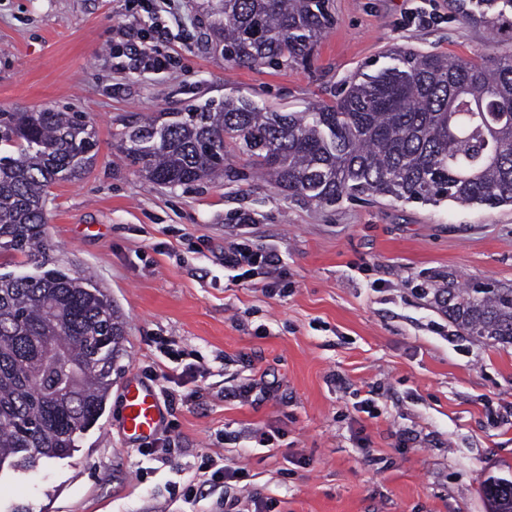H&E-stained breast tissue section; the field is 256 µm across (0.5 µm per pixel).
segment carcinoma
Instances as JSON below:
<instances>
[{
	"mask_svg": "<svg viewBox=\"0 0 512 512\" xmlns=\"http://www.w3.org/2000/svg\"><path fill=\"white\" fill-rule=\"evenodd\" d=\"M224 61L288 67L310 61L332 25L330 0H206ZM512 14V0H474L464 17ZM394 64L348 82L305 112L221 105L161 112L120 133L130 165L176 188L224 177L228 144L289 197L333 205L382 196L512 205V55L492 64L401 49ZM97 155L75 112L0 111V252L39 273H0V471L70 457L103 416L123 354L124 320L107 289L52 259L45 238L50 188L81 177ZM448 320L479 343L512 346V288L433 289ZM77 368L55 389L58 361ZM490 512H512V480L491 478Z\"/></svg>",
	"mask_w": 512,
	"mask_h": 512,
	"instance_id": "obj_1",
	"label": "carcinoma"
}]
</instances>
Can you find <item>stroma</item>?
<instances>
[{
    "instance_id": "1",
    "label": "stroma",
    "mask_w": 512,
    "mask_h": 512,
    "mask_svg": "<svg viewBox=\"0 0 512 512\" xmlns=\"http://www.w3.org/2000/svg\"><path fill=\"white\" fill-rule=\"evenodd\" d=\"M201 2L174 0L156 46L172 68L157 74L117 68L112 46L148 32L164 0H0V110L77 112L99 142L82 179L51 189V255L91 272L126 324L103 416L70 458L0 478V512H224L240 492L203 469L217 457L247 469L266 512H488L484 481L512 479V347L470 339L431 289L450 274L512 287V206H317L234 152L222 182L160 188L115 135L227 97L300 112L396 48L486 61L512 52V20H462L457 0H333L313 65L272 69L206 48ZM423 3L438 22L405 25ZM235 238L277 253L278 271L229 281ZM164 344L184 353L179 398L148 458L120 435L116 386L150 379ZM194 362L206 374H185ZM369 396L372 417L354 409Z\"/></svg>"
}]
</instances>
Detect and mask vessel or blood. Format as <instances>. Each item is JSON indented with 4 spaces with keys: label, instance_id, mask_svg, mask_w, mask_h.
Returning a JSON list of instances; mask_svg holds the SVG:
<instances>
[{
    "label": "vessel or blood",
    "instance_id": "vessel-or-blood-1",
    "mask_svg": "<svg viewBox=\"0 0 512 512\" xmlns=\"http://www.w3.org/2000/svg\"><path fill=\"white\" fill-rule=\"evenodd\" d=\"M120 431L124 441L140 445L160 433L165 410L154 385L136 375H128L121 386Z\"/></svg>",
    "mask_w": 512,
    "mask_h": 512
}]
</instances>
